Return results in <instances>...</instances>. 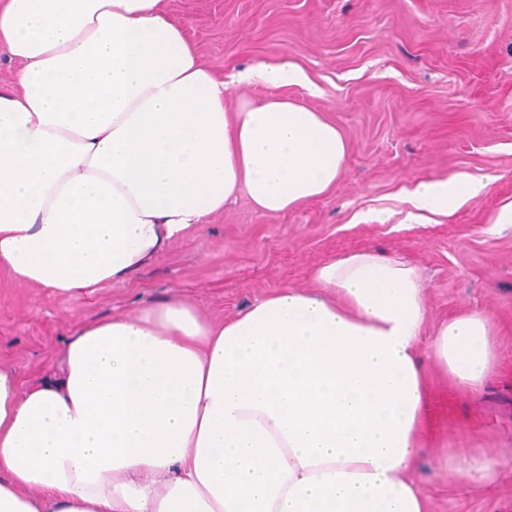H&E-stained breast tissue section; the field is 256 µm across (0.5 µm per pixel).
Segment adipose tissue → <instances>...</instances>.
Here are the masks:
<instances>
[{
	"instance_id": "adipose-tissue-1",
	"label": "adipose tissue",
	"mask_w": 512,
	"mask_h": 512,
	"mask_svg": "<svg viewBox=\"0 0 512 512\" xmlns=\"http://www.w3.org/2000/svg\"><path fill=\"white\" fill-rule=\"evenodd\" d=\"M0 268L60 296L122 284L246 196L281 214L335 187L349 143L283 95L302 74L238 73L273 95L224 108L164 0H0ZM494 180L416 182L405 224ZM212 320L180 300L79 327L59 373L0 368V512H428L411 478L432 407L424 279L348 254ZM434 365L463 392L495 361L492 320L445 322Z\"/></svg>"
}]
</instances>
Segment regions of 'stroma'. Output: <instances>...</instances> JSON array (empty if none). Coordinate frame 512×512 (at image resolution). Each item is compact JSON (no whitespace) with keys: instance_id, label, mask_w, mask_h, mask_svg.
Masks as SVG:
<instances>
[{"instance_id":"stroma-1","label":"stroma","mask_w":512,"mask_h":512,"mask_svg":"<svg viewBox=\"0 0 512 512\" xmlns=\"http://www.w3.org/2000/svg\"><path fill=\"white\" fill-rule=\"evenodd\" d=\"M202 63L228 84L226 110L269 94L236 82L260 61L291 64L290 97L325 113L350 151L334 189L268 215L245 198L225 206L125 284L60 297L0 269V368L21 385L55 375L71 331L132 315L172 297L216 319L288 286L315 266L360 250L384 251L424 276L428 322L420 355L442 321L462 313L497 324V370L461 393L434 377L432 435L413 476L430 512H512V224L491 217L512 202V0H168ZM493 174L481 194L429 224H380L376 210L406 206L420 180ZM451 448L495 460V482L449 475Z\"/></svg>"}]
</instances>
